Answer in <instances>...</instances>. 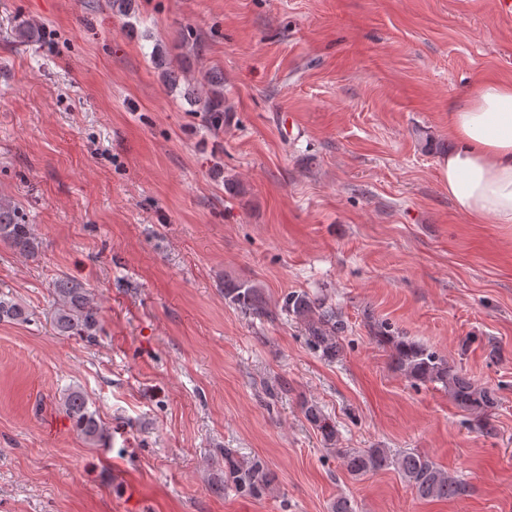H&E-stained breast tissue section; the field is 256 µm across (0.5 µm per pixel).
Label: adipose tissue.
<instances>
[{
	"label": "adipose tissue",
	"mask_w": 512,
	"mask_h": 512,
	"mask_svg": "<svg viewBox=\"0 0 512 512\" xmlns=\"http://www.w3.org/2000/svg\"><path fill=\"white\" fill-rule=\"evenodd\" d=\"M457 142L437 161L456 210L512 225V83L477 81L469 99L448 110Z\"/></svg>",
	"instance_id": "1"
}]
</instances>
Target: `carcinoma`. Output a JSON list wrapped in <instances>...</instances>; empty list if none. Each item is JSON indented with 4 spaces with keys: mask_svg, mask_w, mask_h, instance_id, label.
Returning <instances> with one entry per match:
<instances>
[{
    "mask_svg": "<svg viewBox=\"0 0 512 512\" xmlns=\"http://www.w3.org/2000/svg\"><path fill=\"white\" fill-rule=\"evenodd\" d=\"M207 86L204 96L197 98L206 112L208 124L218 129L224 125V77L218 73L204 76ZM0 241L24 253H34L36 243L32 226L8 202L0 201ZM58 303L53 323L62 336L79 337L86 341L95 338L101 329L99 307L83 283L74 278H62L55 283ZM224 299L241 312L253 316H268L261 289L244 282H224ZM284 311L304 324L311 347L326 359L336 358L339 334L343 323L336 311L320 299L306 293L285 296ZM29 313L15 297L0 293V322H25ZM392 344V358L397 369L408 379L420 383H440L462 409L480 418L497 404L494 392L475 385L436 352L404 338L378 335ZM61 405L78 435L92 442L106 441L105 429L96 413L89 408L88 398L78 388L63 393ZM305 418L320 431L325 441L335 444L338 433L322 410L313 402L303 405ZM224 457V492L242 497L257 498L268 491L274 477L260 458L243 456L234 448H221ZM345 464L353 475L392 468L424 500H448L460 495L464 487L429 456L418 452L393 454L385 448H364L343 453Z\"/></svg>",
    "mask_w": 512,
    "mask_h": 512,
    "instance_id": "carcinoma-1",
    "label": "carcinoma"
}]
</instances>
